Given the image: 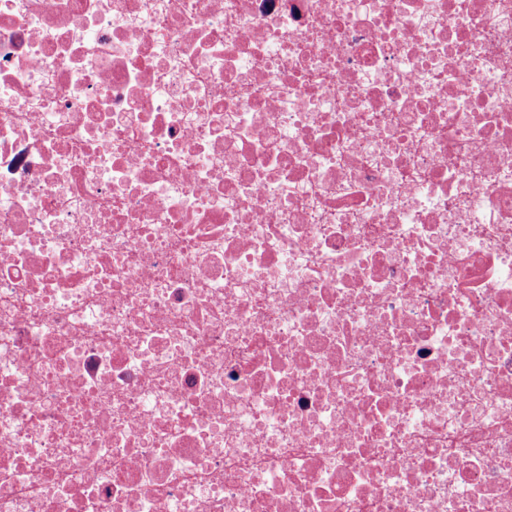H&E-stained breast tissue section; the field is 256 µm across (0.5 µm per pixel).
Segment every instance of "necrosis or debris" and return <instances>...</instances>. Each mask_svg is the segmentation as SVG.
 Masks as SVG:
<instances>
[{
    "label": "necrosis or debris",
    "instance_id": "necrosis-or-debris-1",
    "mask_svg": "<svg viewBox=\"0 0 512 512\" xmlns=\"http://www.w3.org/2000/svg\"><path fill=\"white\" fill-rule=\"evenodd\" d=\"M0 512H512V0H0Z\"/></svg>",
    "mask_w": 512,
    "mask_h": 512
}]
</instances>
